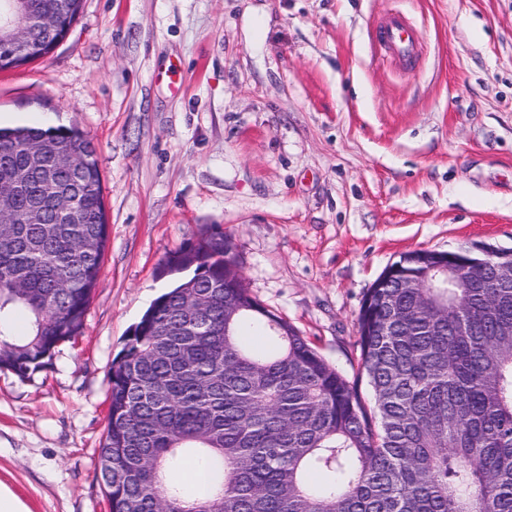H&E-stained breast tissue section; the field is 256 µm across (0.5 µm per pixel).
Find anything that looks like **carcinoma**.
<instances>
[{
  "label": "carcinoma",
  "mask_w": 512,
  "mask_h": 512,
  "mask_svg": "<svg viewBox=\"0 0 512 512\" xmlns=\"http://www.w3.org/2000/svg\"><path fill=\"white\" fill-rule=\"evenodd\" d=\"M46 143L77 154V173L49 156L52 171L35 168ZM19 169L33 173L15 187ZM0 186L13 188L0 216V369L27 378L81 335L103 266L96 149L76 127H0ZM62 204L82 222L66 223ZM510 264L504 247L456 252L446 271L399 260L363 299L351 381L250 294L224 232L206 230L167 257L180 278L108 372L99 465L112 512H512ZM188 458L212 473L199 503L170 479Z\"/></svg>",
  "instance_id": "carcinoma-1"
}]
</instances>
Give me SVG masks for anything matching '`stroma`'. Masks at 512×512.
I'll use <instances>...</instances> for the list:
<instances>
[{
    "mask_svg": "<svg viewBox=\"0 0 512 512\" xmlns=\"http://www.w3.org/2000/svg\"><path fill=\"white\" fill-rule=\"evenodd\" d=\"M394 11L419 39L408 69L372 46ZM171 63L177 93L156 78ZM0 124L82 130L108 223L82 336L31 377L0 369V483L30 512H109V368L205 229L349 377L386 266L512 247V0H84L53 52L0 72Z\"/></svg>",
    "mask_w": 512,
    "mask_h": 512,
    "instance_id": "obj_1",
    "label": "stroma"
}]
</instances>
